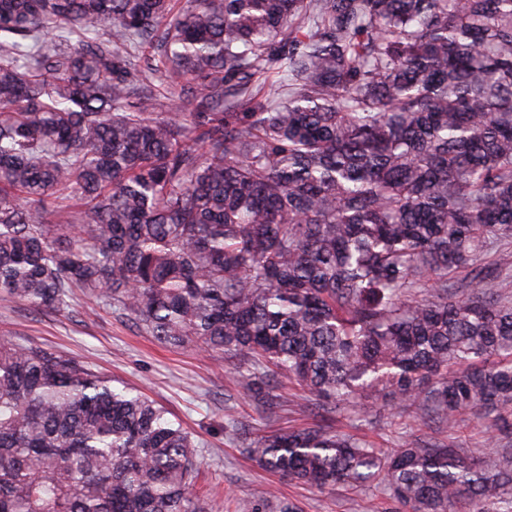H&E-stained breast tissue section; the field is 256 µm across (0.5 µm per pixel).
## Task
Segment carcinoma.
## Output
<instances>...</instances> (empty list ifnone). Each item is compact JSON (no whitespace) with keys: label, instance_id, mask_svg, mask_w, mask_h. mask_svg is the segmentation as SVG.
Returning a JSON list of instances; mask_svg holds the SVG:
<instances>
[{"label":"carcinoma","instance_id":"1","mask_svg":"<svg viewBox=\"0 0 512 512\" xmlns=\"http://www.w3.org/2000/svg\"><path fill=\"white\" fill-rule=\"evenodd\" d=\"M153 75L145 82L144 73ZM512 0H0V299L77 293L334 413L512 417ZM489 251L493 263L475 264ZM162 407L0 336V512H224ZM395 512H497L490 468L403 436L244 437ZM298 512L272 490L238 512Z\"/></svg>","mask_w":512,"mask_h":512}]
</instances>
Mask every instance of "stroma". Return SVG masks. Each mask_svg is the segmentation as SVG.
I'll list each match as a JSON object with an SVG mask.
<instances>
[{"mask_svg": "<svg viewBox=\"0 0 512 512\" xmlns=\"http://www.w3.org/2000/svg\"><path fill=\"white\" fill-rule=\"evenodd\" d=\"M42 344L77 358L115 380L141 390L170 418L202 443L199 457L205 480L215 484L224 512H236L241 499H258L267 487L280 498L295 503L301 512H393L394 502L376 485H338L318 490L269 472L243 454L242 446L224 431L233 419L250 435L309 426L315 414L273 413L257 410L245 391L231 381L224 360L193 348H171L140 333L131 321L116 317L107 307L78 297L65 311L36 312L18 301L0 300V334ZM396 404L377 399L366 408L363 421L336 415L333 425L385 449L396 448L402 436L412 433L457 449L480 448L486 461L512 449V426L487 436L472 416L461 429L422 419L420 411L409 418L395 416Z\"/></svg>", "mask_w": 512, "mask_h": 512, "instance_id": "obj_1", "label": "stroma"}]
</instances>
